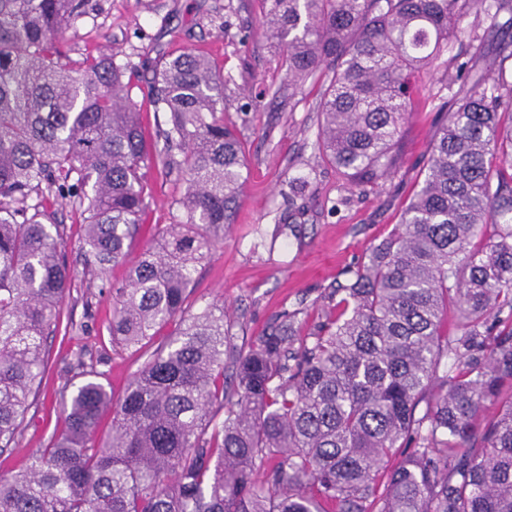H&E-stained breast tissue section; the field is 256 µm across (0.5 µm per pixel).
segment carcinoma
Here are the masks:
<instances>
[{
  "instance_id": "carcinoma-1",
  "label": "carcinoma",
  "mask_w": 512,
  "mask_h": 512,
  "mask_svg": "<svg viewBox=\"0 0 512 512\" xmlns=\"http://www.w3.org/2000/svg\"><path fill=\"white\" fill-rule=\"evenodd\" d=\"M264 2L288 86L326 79L316 147L355 187L397 170L416 75L454 64L448 49L512 11V0ZM87 6L0 0V453L18 448L37 407L77 279L51 201L85 225L96 278L129 265L112 343L178 327L122 396L93 366L62 390L61 428L0 475V512H512V37L488 63L496 77L459 73L465 90L440 107L418 189L325 320L302 335L285 313L235 350L226 381L224 304L185 302L241 202L246 157L223 115L232 78L200 54L157 62L149 105L164 125L150 141L135 67L105 52L77 67L63 48ZM152 169L176 177L181 219L157 225L133 260ZM487 400L498 412L479 427Z\"/></svg>"
}]
</instances>
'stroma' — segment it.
I'll use <instances>...</instances> for the list:
<instances>
[{
    "instance_id": "35a3bbf8",
    "label": "stroma",
    "mask_w": 512,
    "mask_h": 512,
    "mask_svg": "<svg viewBox=\"0 0 512 512\" xmlns=\"http://www.w3.org/2000/svg\"><path fill=\"white\" fill-rule=\"evenodd\" d=\"M262 11L263 0H89L87 14L64 40L77 62L101 50L131 62L140 72L131 96L140 103L154 65L174 52L206 55L229 76L224 121L236 130L247 159L244 197L234 224L199 267L186 308L194 312L223 302L238 346L256 341L286 311L296 313L307 331L323 321L329 294L397 224L423 178L435 114L461 89L444 69L421 72L423 110L406 128L397 171L378 186L350 188L315 146L321 86L289 87L282 49L260 28ZM150 183L154 202L142 228L145 243L156 225L180 218L173 180L154 177ZM342 196L348 204L336 206ZM284 215L291 229L282 237L275 229ZM109 279L110 287L95 279L67 296L62 318L75 330L49 339L52 363L39 386L38 410L23 431L20 451L0 456V471L21 467L46 443L58 426L60 391L65 383L80 382L81 364L96 365L113 394L121 395L150 353L176 330L173 322L163 326L140 349L113 345L112 298L127 279L126 266L113 267Z\"/></svg>"
}]
</instances>
